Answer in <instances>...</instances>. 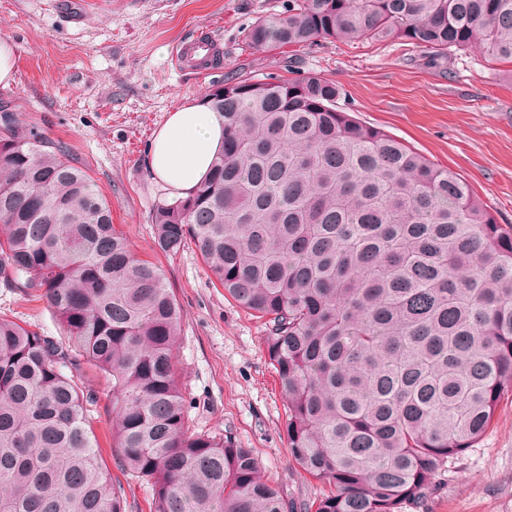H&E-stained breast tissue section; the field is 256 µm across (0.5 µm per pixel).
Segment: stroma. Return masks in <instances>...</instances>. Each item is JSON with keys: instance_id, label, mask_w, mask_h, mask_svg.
<instances>
[{"instance_id": "1", "label": "stroma", "mask_w": 512, "mask_h": 512, "mask_svg": "<svg viewBox=\"0 0 512 512\" xmlns=\"http://www.w3.org/2000/svg\"><path fill=\"white\" fill-rule=\"evenodd\" d=\"M287 0H0V39L17 47V79L0 105L25 126L64 143L112 205L115 229L155 262L182 308L178 361L193 428L230 434L253 449L266 478L303 503L322 483L295 471L284 438L286 402L263 350L259 319L214 287L194 249L154 244L151 215L169 197L145 164V150L169 112L204 98L230 77L283 74L295 66L340 86L361 121L461 174L499 223L512 224V64L479 51L427 65L420 49L396 42L322 40L298 52H254L245 28L283 12ZM210 31L217 65L200 76L175 71L170 46ZM0 314L63 337L55 314L0 284ZM93 412L103 463L124 485L129 512H150V485L119 469L112 453V389L95 371ZM399 512H512V395L491 427L432 478L426 498Z\"/></svg>"}]
</instances>
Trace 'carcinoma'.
<instances>
[{"mask_svg":"<svg viewBox=\"0 0 512 512\" xmlns=\"http://www.w3.org/2000/svg\"><path fill=\"white\" fill-rule=\"evenodd\" d=\"M321 39L512 63V0H288L243 32L252 50ZM341 95L316 76L213 88L224 149L151 224L160 251L194 246L213 283L264 321L290 461L328 488L308 512H398L512 393V225ZM0 276L45 300L67 336L0 315V512H126L98 463L85 364L112 385V447L153 486L151 512H295L252 449L191 428L182 310L161 269L115 230L68 148L11 113Z\"/></svg>","mask_w":512,"mask_h":512,"instance_id":"1","label":"carcinoma"}]
</instances>
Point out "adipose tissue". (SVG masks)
I'll list each match as a JSON object with an SVG mask.
<instances>
[{
  "instance_id": "1",
  "label": "adipose tissue",
  "mask_w": 512,
  "mask_h": 512,
  "mask_svg": "<svg viewBox=\"0 0 512 512\" xmlns=\"http://www.w3.org/2000/svg\"><path fill=\"white\" fill-rule=\"evenodd\" d=\"M224 146V119L202 101H192L169 114L154 133L146 163L155 179L172 195L185 198L207 177Z\"/></svg>"
}]
</instances>
